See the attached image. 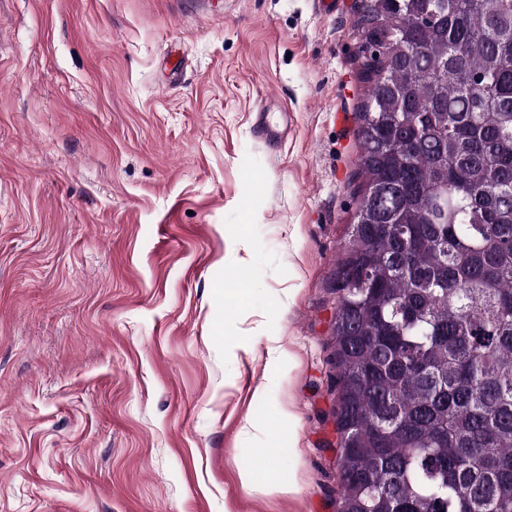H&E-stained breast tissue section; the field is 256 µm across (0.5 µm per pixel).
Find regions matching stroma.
Masks as SVG:
<instances>
[{"instance_id":"stroma-1","label":"stroma","mask_w":512,"mask_h":512,"mask_svg":"<svg viewBox=\"0 0 512 512\" xmlns=\"http://www.w3.org/2000/svg\"><path fill=\"white\" fill-rule=\"evenodd\" d=\"M357 20L0 0V512H337Z\"/></svg>"}]
</instances>
